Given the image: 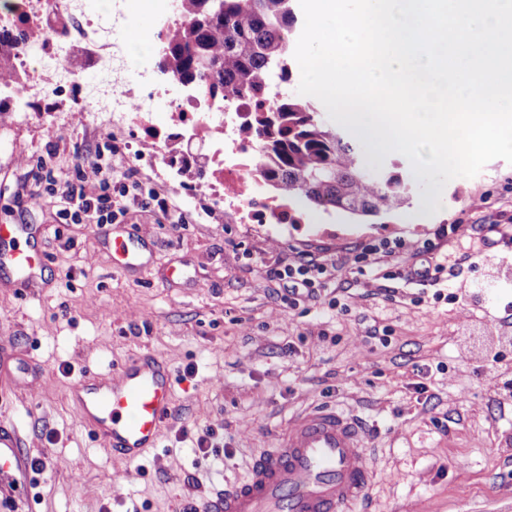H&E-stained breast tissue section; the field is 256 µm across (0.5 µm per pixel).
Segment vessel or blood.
I'll return each mask as SVG.
<instances>
[{
  "label": "vessel or blood",
  "instance_id": "b4317fda",
  "mask_svg": "<svg viewBox=\"0 0 512 512\" xmlns=\"http://www.w3.org/2000/svg\"><path fill=\"white\" fill-rule=\"evenodd\" d=\"M19 228L0 226V268L21 287L36 280L43 256L17 246ZM168 366L150 354L125 361L115 379L85 374L69 387L79 419L129 462L157 447L173 408ZM361 417L333 407L309 410L289 423L278 450L255 459L248 476L227 483L202 512H351L364 501L372 472ZM30 458L16 424L0 420V512L26 484Z\"/></svg>",
  "mask_w": 512,
  "mask_h": 512
}]
</instances>
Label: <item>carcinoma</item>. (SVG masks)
Segmentation results:
<instances>
[{
    "label": "carcinoma",
    "instance_id": "obj_1",
    "mask_svg": "<svg viewBox=\"0 0 512 512\" xmlns=\"http://www.w3.org/2000/svg\"><path fill=\"white\" fill-rule=\"evenodd\" d=\"M185 23L160 44L159 65L179 79L206 84L219 99L267 93L272 79L292 80V45L301 22L294 0H178ZM28 37L0 26V59ZM262 145L261 174L282 197L325 211L381 217L409 200L399 164L377 177L357 147L328 126L316 103L289 91L276 93L247 130Z\"/></svg>",
    "mask_w": 512,
    "mask_h": 512
}]
</instances>
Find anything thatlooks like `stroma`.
I'll return each instance as SVG.
<instances>
[{"label": "stroma", "mask_w": 512, "mask_h": 512, "mask_svg": "<svg viewBox=\"0 0 512 512\" xmlns=\"http://www.w3.org/2000/svg\"><path fill=\"white\" fill-rule=\"evenodd\" d=\"M73 123L53 154L48 129L20 121L0 130V225L28 226L44 255L35 287L0 278V337L18 354L0 417L46 464L17 512H185L245 478L290 419L317 406L368 425V512H512V399L501 390L512 381V287L489 300L477 290L512 269V164L494 159L451 180L436 213L417 181L409 205L380 220L300 201L294 224L192 214L163 224L134 205L107 237L60 223L56 198L35 180L47 168L65 184L77 147L111 138L92 113ZM479 197L482 208H472ZM453 223L472 257L449 283L386 280L376 266L354 265L293 306L268 276L381 239L405 240L398 266L432 264L449 250L438 228ZM483 224L499 230L482 238ZM118 236L140 251L134 267L116 266ZM438 292L459 300H435ZM141 353L172 369L173 414L158 447L131 463L81 424L67 393L80 374L116 377ZM186 429L210 431L208 454L193 451Z\"/></svg>", "instance_id": "1"}]
</instances>
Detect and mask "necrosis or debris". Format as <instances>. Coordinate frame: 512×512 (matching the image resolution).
<instances>
[{"instance_id": "necrosis-or-debris-1", "label": "necrosis or debris", "mask_w": 512, "mask_h": 512, "mask_svg": "<svg viewBox=\"0 0 512 512\" xmlns=\"http://www.w3.org/2000/svg\"><path fill=\"white\" fill-rule=\"evenodd\" d=\"M137 3L152 14L157 33L182 22L175 0H13L0 20L33 36L0 63L11 76L0 89L7 103L0 119L11 122L21 112L31 124L57 130L62 98L87 107L98 92L110 90L103 126L150 146L153 163L173 173L195 148L207 147L205 194L225 221L288 223V202L270 195L259 173V144L244 133L250 113L265 108L267 98L217 102L204 85L164 73L151 49L128 71L125 33Z\"/></svg>"}]
</instances>
